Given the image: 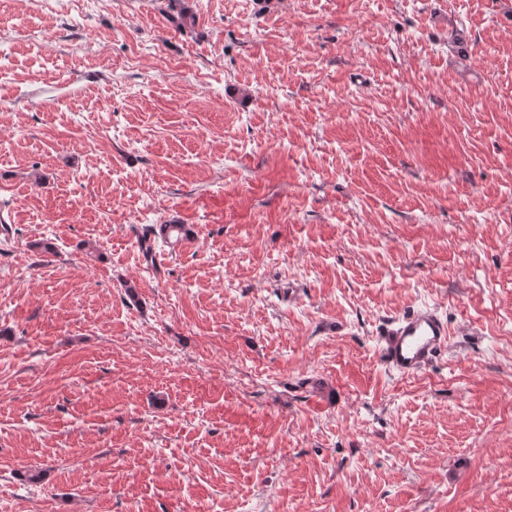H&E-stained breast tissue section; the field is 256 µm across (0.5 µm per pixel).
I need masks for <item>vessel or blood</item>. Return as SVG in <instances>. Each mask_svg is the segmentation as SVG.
I'll list each match as a JSON object with an SVG mask.
<instances>
[{
    "label": "vessel or blood",
    "mask_w": 512,
    "mask_h": 512,
    "mask_svg": "<svg viewBox=\"0 0 512 512\" xmlns=\"http://www.w3.org/2000/svg\"><path fill=\"white\" fill-rule=\"evenodd\" d=\"M448 336V321L436 306L390 315L376 332L378 360L399 377L416 376L447 351Z\"/></svg>",
    "instance_id": "b4317fda"
}]
</instances>
